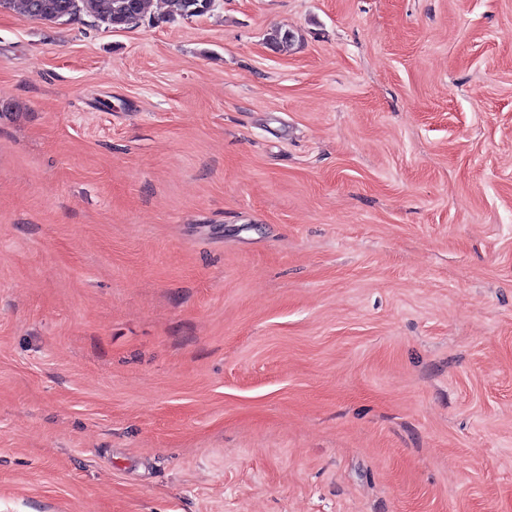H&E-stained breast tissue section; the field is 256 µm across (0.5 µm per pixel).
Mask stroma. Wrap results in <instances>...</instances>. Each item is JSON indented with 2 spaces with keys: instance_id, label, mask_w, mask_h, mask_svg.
<instances>
[{
  "instance_id": "stroma-1",
  "label": "stroma",
  "mask_w": 512,
  "mask_h": 512,
  "mask_svg": "<svg viewBox=\"0 0 512 512\" xmlns=\"http://www.w3.org/2000/svg\"><path fill=\"white\" fill-rule=\"evenodd\" d=\"M167 10L0 12V512H512V0Z\"/></svg>"
}]
</instances>
